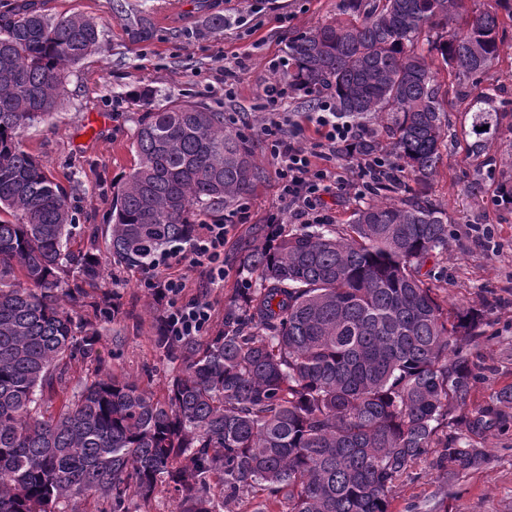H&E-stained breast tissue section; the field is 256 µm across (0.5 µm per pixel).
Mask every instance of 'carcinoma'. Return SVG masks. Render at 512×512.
Segmentation results:
<instances>
[{"label": "carcinoma", "instance_id": "obj_1", "mask_svg": "<svg viewBox=\"0 0 512 512\" xmlns=\"http://www.w3.org/2000/svg\"><path fill=\"white\" fill-rule=\"evenodd\" d=\"M512 0H340L339 17L288 40V78L309 105L328 95L341 119L375 128L358 149L387 152L422 190L373 184L352 222L302 224L244 247L251 279L208 336L154 346L181 368L157 396L108 367L93 323L61 307L109 266L149 267L186 245L204 218L234 216L260 168L224 113L183 102L152 108L158 89L126 97L146 108L134 168L112 186V223L69 249L70 194L23 149L25 129L55 109L68 68L106 51L96 21L26 7L0 13V512H61L65 500L130 512L165 484L176 512H390L395 483L429 449L450 473L477 469L491 432L512 422V390L462 419L475 381L454 347L486 310L448 321L421 273L448 246V213L423 191L451 137L434 62L477 90L468 109L479 159L495 141L512 157L506 86H480L504 44ZM131 38L153 36L135 15ZM224 30L206 14L202 34ZM512 207V172L497 184ZM107 256L96 249L100 233ZM80 390L49 410L71 364Z\"/></svg>", "mask_w": 512, "mask_h": 512}]
</instances>
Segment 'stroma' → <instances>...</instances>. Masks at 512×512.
Returning <instances> with one entry per match:
<instances>
[{"label": "stroma", "mask_w": 512, "mask_h": 512, "mask_svg": "<svg viewBox=\"0 0 512 512\" xmlns=\"http://www.w3.org/2000/svg\"><path fill=\"white\" fill-rule=\"evenodd\" d=\"M34 9L55 18L82 15L95 19L104 32L107 52L69 67L54 114L26 129L27 152L44 159L54 179L72 195L75 223L71 243L87 244L90 225L109 218L112 186L136 162L133 133L144 112L130 102V85L159 88L156 106L190 101L233 114L235 131L244 133L261 169L247 201V219H233L224 247L227 275L218 288L208 287L202 269L187 272L186 297L202 296L213 307L212 329L224 325V309L248 284L237 263L241 248L264 236L267 218L277 214L284 227L295 221L279 200L277 164L260 133V94L271 83L287 86L288 40L336 18L339 0H31ZM223 13V32L195 34L205 9ZM140 11L153 23L154 34L133 41L125 12ZM236 73L233 95L224 93L226 70ZM465 101L453 104L448 119L461 138L443 148L438 173L426 192L448 212V246L424 267L439 286L449 309L473 305L487 311L479 336L463 343L476 367L470 409L512 387V210L498 205L495 181L480 193L468 190L472 167L466 155L468 129ZM141 269L109 268L90 296L111 293L120 313L98 321V346L108 364L162 393L176 371L154 347L151 292ZM480 470L451 474L425 456L412 474L391 493V512H512V426L490 435Z\"/></svg>", "instance_id": "1"}]
</instances>
